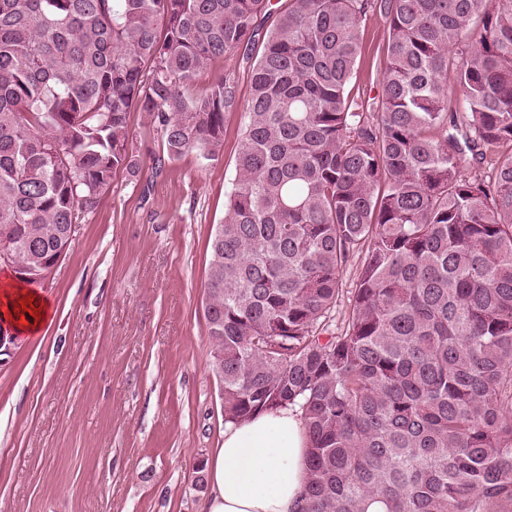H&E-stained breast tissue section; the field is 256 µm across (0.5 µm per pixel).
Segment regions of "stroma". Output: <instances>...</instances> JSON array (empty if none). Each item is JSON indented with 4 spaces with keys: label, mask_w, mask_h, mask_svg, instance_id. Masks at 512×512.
Listing matches in <instances>:
<instances>
[{
    "label": "stroma",
    "mask_w": 512,
    "mask_h": 512,
    "mask_svg": "<svg viewBox=\"0 0 512 512\" xmlns=\"http://www.w3.org/2000/svg\"><path fill=\"white\" fill-rule=\"evenodd\" d=\"M387 37L365 21L353 94L378 92ZM243 127L226 114L222 158L190 152L156 175L161 137L131 113L142 172L80 215L40 288L51 320L0 357V512H201L193 468L224 429L204 282Z\"/></svg>",
    "instance_id": "stroma-1"
}]
</instances>
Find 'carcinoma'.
I'll return each mask as SVG.
<instances>
[{"label": "carcinoma", "instance_id": "carcinoma-1", "mask_svg": "<svg viewBox=\"0 0 512 512\" xmlns=\"http://www.w3.org/2000/svg\"><path fill=\"white\" fill-rule=\"evenodd\" d=\"M239 52L247 99L231 69L193 92ZM239 109L204 284L224 420L300 409L302 512H512V0H0V251L33 284L71 249L140 171L130 113L158 173L219 159ZM387 37V26L380 17L372 16L365 21L362 53L350 84L352 94L372 97L379 91ZM234 67L236 68V72L239 77V82H240V85L242 88V92H243V95L245 96L247 87H248V82H249V64L248 65L241 64L239 66L236 56L224 58V61H220L215 65V67L213 68V70L210 74H208V75L205 74V75L199 77L194 85V88H193L194 93H196L198 95L204 94L207 91V89L210 85L211 79L213 78V76L215 74L220 73L229 68H234Z\"/></svg>", "mask_w": 512, "mask_h": 512}]
</instances>
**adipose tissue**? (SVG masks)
Instances as JSON below:
<instances>
[{
    "label": "adipose tissue",
    "mask_w": 512,
    "mask_h": 512,
    "mask_svg": "<svg viewBox=\"0 0 512 512\" xmlns=\"http://www.w3.org/2000/svg\"><path fill=\"white\" fill-rule=\"evenodd\" d=\"M31 307V315L18 305ZM52 316L38 290L0 283V325L35 335ZM309 441L299 409L280 408L225 422L220 448L207 465L211 488L202 512H301Z\"/></svg>",
    "instance_id": "adipose-tissue-1"
}]
</instances>
